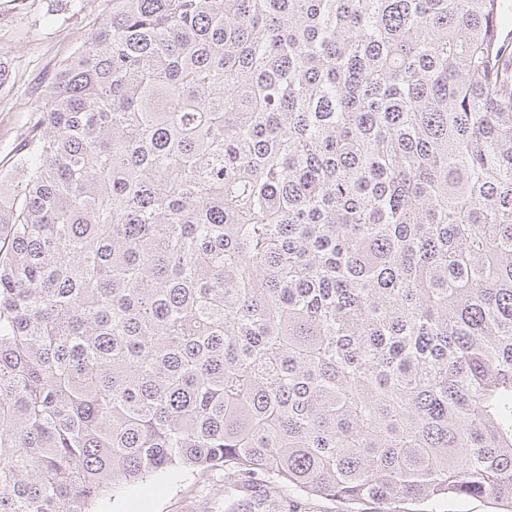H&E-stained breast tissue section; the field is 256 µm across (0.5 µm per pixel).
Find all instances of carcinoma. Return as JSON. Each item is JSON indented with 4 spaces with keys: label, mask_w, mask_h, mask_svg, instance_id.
Segmentation results:
<instances>
[{
    "label": "carcinoma",
    "mask_w": 512,
    "mask_h": 512,
    "mask_svg": "<svg viewBox=\"0 0 512 512\" xmlns=\"http://www.w3.org/2000/svg\"><path fill=\"white\" fill-rule=\"evenodd\" d=\"M111 2L0 194V512H512V0ZM233 467L210 469L202 474L165 476L124 489L117 502L119 512H227V476ZM156 483L164 485L157 491ZM487 498L448 499L435 504L396 499L389 504L362 501L357 504L343 503L338 499L307 497L285 490L283 512H491Z\"/></svg>",
    "instance_id": "obj_1"
}]
</instances>
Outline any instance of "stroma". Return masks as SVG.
Here are the masks:
<instances>
[{"label":"stroma","mask_w":512,"mask_h":512,"mask_svg":"<svg viewBox=\"0 0 512 512\" xmlns=\"http://www.w3.org/2000/svg\"><path fill=\"white\" fill-rule=\"evenodd\" d=\"M110 0H31L27 10L13 0H0V181L11 176L12 156L28 127L29 114L41 101L57 67L69 57L94 22L111 10ZM231 467L202 474L163 477V490L154 481L124 489L119 512H226L225 485ZM283 512H492L489 499H448L435 504L396 499L347 504L332 498L283 496Z\"/></svg>","instance_id":"1"}]
</instances>
